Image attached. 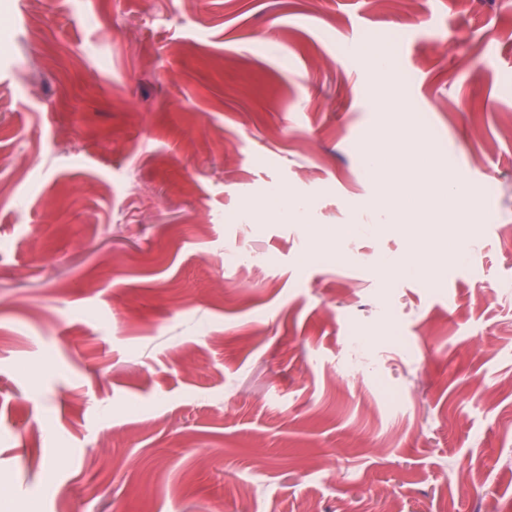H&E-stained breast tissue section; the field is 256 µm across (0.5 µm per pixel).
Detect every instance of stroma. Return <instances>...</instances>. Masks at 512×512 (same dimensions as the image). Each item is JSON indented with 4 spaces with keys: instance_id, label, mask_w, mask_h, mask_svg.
Instances as JSON below:
<instances>
[{
    "instance_id": "1",
    "label": "stroma",
    "mask_w": 512,
    "mask_h": 512,
    "mask_svg": "<svg viewBox=\"0 0 512 512\" xmlns=\"http://www.w3.org/2000/svg\"><path fill=\"white\" fill-rule=\"evenodd\" d=\"M397 99L431 186L481 202L462 261L452 224L379 221L361 150ZM485 281L512 282L507 0H0V512H501Z\"/></svg>"
}]
</instances>
